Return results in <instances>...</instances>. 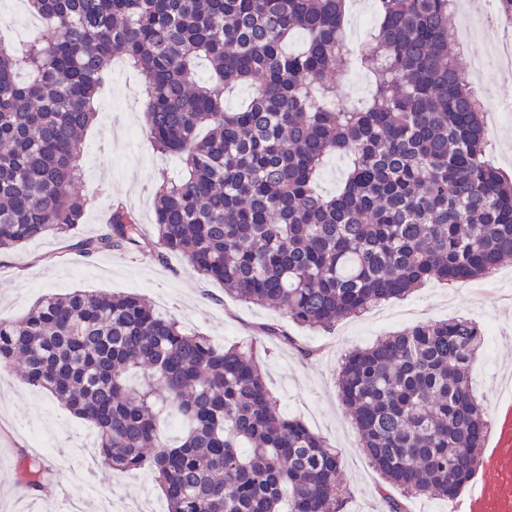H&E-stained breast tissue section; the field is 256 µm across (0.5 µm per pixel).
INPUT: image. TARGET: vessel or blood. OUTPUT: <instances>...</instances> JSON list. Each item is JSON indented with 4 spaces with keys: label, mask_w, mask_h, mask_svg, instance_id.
<instances>
[{
    "label": "vessel or blood",
    "mask_w": 512,
    "mask_h": 512,
    "mask_svg": "<svg viewBox=\"0 0 512 512\" xmlns=\"http://www.w3.org/2000/svg\"><path fill=\"white\" fill-rule=\"evenodd\" d=\"M475 470L464 512H512V445L480 456Z\"/></svg>",
    "instance_id": "obj_1"
}]
</instances>
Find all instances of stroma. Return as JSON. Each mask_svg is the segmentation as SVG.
I'll return each instance as SVG.
<instances>
[{"instance_id":"obj_1","label":"stroma","mask_w":512,"mask_h":512,"mask_svg":"<svg viewBox=\"0 0 512 512\" xmlns=\"http://www.w3.org/2000/svg\"><path fill=\"white\" fill-rule=\"evenodd\" d=\"M98 109L82 150L84 181L99 194L82 224L69 234H49L0 253L1 314H19L48 293H137L161 314L186 330L210 336L216 345L252 348L281 409L338 451L340 481L351 491L342 512H389L376 493L383 478L363 452L338 394V371L348 352L416 325L467 316L497 328L495 335L486 337L473 372V385L489 421H496L512 400V260L475 281L427 280L402 298L373 305L329 330L312 332L282 311L225 293L222 284L190 272L180 255L160 262L152 253L132 254L120 248L85 254L84 242L107 231L112 207L118 203L137 214L143 232L153 236L152 217L141 216L139 210L152 204L158 172L178 165L176 157L157 153L150 143L135 73L127 70L122 77H110ZM262 328L272 334L258 345L254 338ZM298 342L314 347L315 355L301 356L294 348ZM36 437L50 447L43 455L48 474L36 491L28 492L20 483V472ZM95 442L90 424L76 419L45 390L27 384L18 371L0 368V512H17L22 502L29 512H59L56 493L63 486L83 494L87 512H110L118 500L163 501L150 472L108 474L74 462L71 448H83L91 459Z\"/></svg>"}]
</instances>
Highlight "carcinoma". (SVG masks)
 <instances>
[{
  "mask_svg": "<svg viewBox=\"0 0 512 512\" xmlns=\"http://www.w3.org/2000/svg\"><path fill=\"white\" fill-rule=\"evenodd\" d=\"M27 2L47 34L0 40V251L82 222L81 138L121 57L140 75L151 144L183 165L156 190L157 259L177 252L309 330L512 259V175L489 158L483 104L448 41L454 0H375V87L351 104L330 79L354 58L344 0ZM236 86L251 94L229 112ZM337 152L350 167L323 195L319 173ZM113 246L145 251L119 204L85 251ZM483 341L454 317L341 364L361 448L411 496L453 499L474 475L489 429L471 386ZM16 364L95 428L105 470L155 474L168 512L344 505L339 455L280 410L253 352L185 332L138 294H51L0 316V367ZM164 414L182 425L173 441ZM42 475L33 458L21 485Z\"/></svg>",
  "mask_w": 512,
  "mask_h": 512,
  "instance_id": "carcinoma-1",
  "label": "carcinoma"
}]
</instances>
